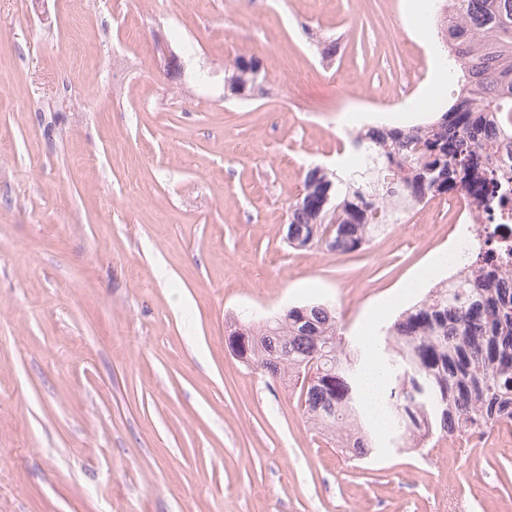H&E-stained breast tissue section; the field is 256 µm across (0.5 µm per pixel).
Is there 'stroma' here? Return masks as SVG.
<instances>
[{"instance_id": "stroma-1", "label": "stroma", "mask_w": 512, "mask_h": 512, "mask_svg": "<svg viewBox=\"0 0 512 512\" xmlns=\"http://www.w3.org/2000/svg\"><path fill=\"white\" fill-rule=\"evenodd\" d=\"M442 6L0 0V512H512V425L355 461L225 342L318 302L354 347L453 274L444 195L353 254L286 240L308 169L453 103ZM239 73L240 72L238 70H235L233 74L228 71L224 79V88L227 91L231 88L234 96L244 97L249 85H251L253 89L259 85L261 67L259 64H255L244 74Z\"/></svg>"}]
</instances>
